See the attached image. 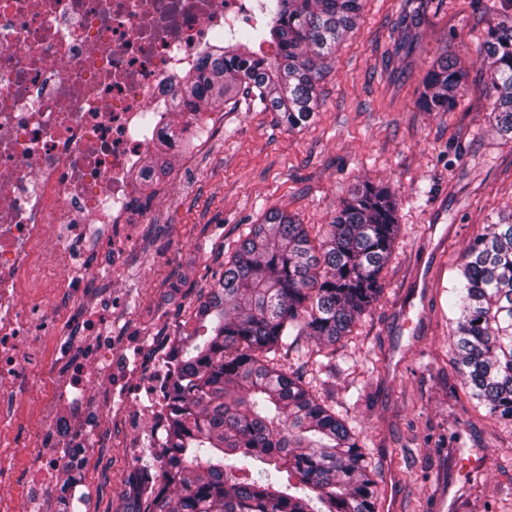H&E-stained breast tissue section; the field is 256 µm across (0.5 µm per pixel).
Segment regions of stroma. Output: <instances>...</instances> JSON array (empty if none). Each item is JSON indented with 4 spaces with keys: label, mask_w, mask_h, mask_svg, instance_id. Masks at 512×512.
Instances as JSON below:
<instances>
[{
    "label": "stroma",
    "mask_w": 512,
    "mask_h": 512,
    "mask_svg": "<svg viewBox=\"0 0 512 512\" xmlns=\"http://www.w3.org/2000/svg\"><path fill=\"white\" fill-rule=\"evenodd\" d=\"M494 0H365L318 85L313 124L291 131L242 94L200 117L210 132L183 145L156 196L154 221L121 289L115 330L125 396L110 402L92 377L86 408L97 420L81 487L90 512H117L124 480L151 460L163 434L160 402L137 395L157 371L198 289L223 271L250 224L280 210L329 223L357 183H388L397 197L398 239L384 292L335 355L302 340L282 351L290 371L356 431L375 471L378 512H512V423L498 419L451 361L448 297L460 256L484 227L512 214V139L492 126L482 60V13ZM468 68L466 93L448 112H425L419 96L442 57ZM194 282L171 293L167 282ZM14 398L15 448L5 460L0 512H21L26 474L42 451L49 380Z\"/></svg>",
    "instance_id": "1"
}]
</instances>
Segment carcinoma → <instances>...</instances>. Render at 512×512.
I'll return each instance as SVG.
<instances>
[{"label": "carcinoma", "mask_w": 512, "mask_h": 512, "mask_svg": "<svg viewBox=\"0 0 512 512\" xmlns=\"http://www.w3.org/2000/svg\"><path fill=\"white\" fill-rule=\"evenodd\" d=\"M269 22L241 31L204 59L177 91L173 111L203 112L254 94L290 131L319 106L318 83L364 0H267ZM275 54L256 53V37ZM493 127L512 134V0L488 9L480 45ZM468 72L456 58L429 72L426 112H447ZM388 185H355L330 223L271 211L224 260L202 291L195 326L176 341L160 413V475L138 465L125 480L122 512H377V483L359 436L279 363L280 349L313 339L336 346L381 297L397 235ZM448 306L458 317L450 348L472 395L512 421V214L487 225L462 253ZM55 512L83 466L64 468Z\"/></svg>", "instance_id": "carcinoma-1"}]
</instances>
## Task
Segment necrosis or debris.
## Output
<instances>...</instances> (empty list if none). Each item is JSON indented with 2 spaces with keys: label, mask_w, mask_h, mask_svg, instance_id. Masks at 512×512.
Masks as SVG:
<instances>
[{
  "label": "necrosis or debris",
  "mask_w": 512,
  "mask_h": 512,
  "mask_svg": "<svg viewBox=\"0 0 512 512\" xmlns=\"http://www.w3.org/2000/svg\"><path fill=\"white\" fill-rule=\"evenodd\" d=\"M264 0H0V395L34 384L47 354L70 355L83 312L88 343L56 399L84 406L90 373L112 378V295L125 257L149 223L130 173L143 165L194 72L241 25L260 29ZM79 448L45 445L33 459L26 512H43L59 470Z\"/></svg>",
  "instance_id": "4bbe7bcc"
}]
</instances>
